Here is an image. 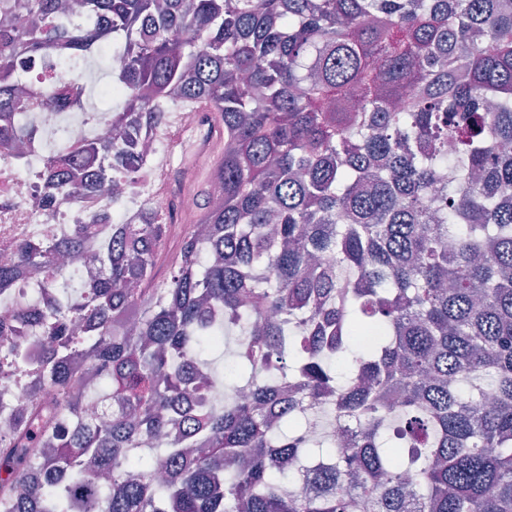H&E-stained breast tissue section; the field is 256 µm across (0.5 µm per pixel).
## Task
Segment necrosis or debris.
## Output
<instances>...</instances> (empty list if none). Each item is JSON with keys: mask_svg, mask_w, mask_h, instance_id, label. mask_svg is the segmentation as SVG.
Segmentation results:
<instances>
[{"mask_svg": "<svg viewBox=\"0 0 512 512\" xmlns=\"http://www.w3.org/2000/svg\"><path fill=\"white\" fill-rule=\"evenodd\" d=\"M34 121L48 137L39 149L19 152L0 144V265L13 263L19 242L60 241L68 238L74 225H95L98 213L110 200H117L121 211L143 208L165 212L172 188L160 185L152 164H145L120 195L111 189L86 194L54 206L45 205L43 178L46 163L53 154L52 138L65 135L73 144L100 134L103 123L93 122L83 112L40 110ZM53 280L42 267H23L8 291L0 293V322L14 324L20 311H37L52 296Z\"/></svg>", "mask_w": 512, "mask_h": 512, "instance_id": "4bbe7bcc", "label": "necrosis or debris"}]
</instances>
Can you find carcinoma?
<instances>
[{"label":"carcinoma","mask_w":512,"mask_h":512,"mask_svg":"<svg viewBox=\"0 0 512 512\" xmlns=\"http://www.w3.org/2000/svg\"><path fill=\"white\" fill-rule=\"evenodd\" d=\"M68 8L106 25L57 26L60 0L0 23V141L39 132L12 121L18 70L112 37L123 107L48 161L46 204L135 176L169 105H211L223 157L178 245L173 197L112 225L93 287L0 330V376L32 392H0V512H512V0ZM87 233L19 244L0 290ZM236 328L220 400L198 347ZM338 410L339 456L300 435Z\"/></svg>","instance_id":"cac0c4a2"}]
</instances>
